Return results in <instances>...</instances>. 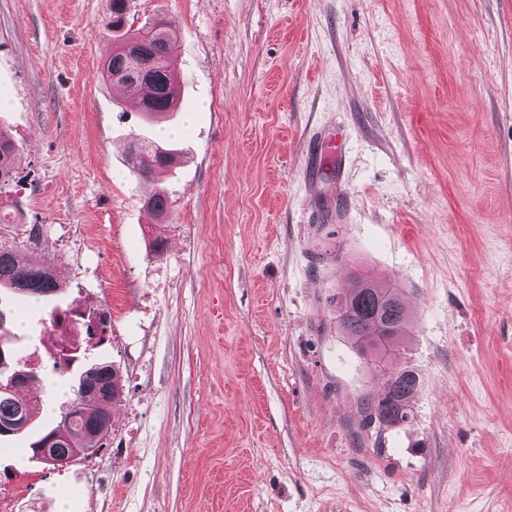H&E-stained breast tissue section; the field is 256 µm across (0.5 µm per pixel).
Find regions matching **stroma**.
Wrapping results in <instances>:
<instances>
[{
    "mask_svg": "<svg viewBox=\"0 0 512 512\" xmlns=\"http://www.w3.org/2000/svg\"><path fill=\"white\" fill-rule=\"evenodd\" d=\"M108 13L0 0V234L40 225L64 283L9 327L39 372L52 311L111 306L92 356L121 388L93 454L0 451L11 512H512V0H127L178 41L159 123L103 79ZM163 126L177 163L137 182ZM363 278L412 311L413 417L384 431L331 304ZM16 149L14 141L0 127V190L14 179Z\"/></svg>",
    "mask_w": 512,
    "mask_h": 512,
    "instance_id": "stroma-1",
    "label": "stroma"
}]
</instances>
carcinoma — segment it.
Listing matches in <instances>:
<instances>
[{
  "mask_svg": "<svg viewBox=\"0 0 512 512\" xmlns=\"http://www.w3.org/2000/svg\"><path fill=\"white\" fill-rule=\"evenodd\" d=\"M126 0H111V16L104 30L124 27ZM103 78L141 91V112L159 118L176 111L180 85L176 72L174 44L169 31L159 21H146L133 32L125 31L108 58ZM14 141L0 129V190L14 179ZM174 154L167 144L147 141L130 151L127 168L139 181L155 179L168 170ZM146 209L156 217L169 209L168 197L156 192L145 198ZM18 249L0 243V293L6 291L18 304L37 301L56 293L57 276L43 263L17 261ZM336 329L360 353L375 357L386 371L393 348L409 335L410 313L402 290L391 283L362 281L345 296H336ZM13 308L0 305V424L19 425L18 431L31 434L29 448L41 455L50 444L56 458L72 454L75 448H99L112 425L107 406L119 399L121 391L115 369L107 362L88 361L79 372L73 399L60 412L55 424L33 430L38 403L27 397L23 375L33 370L20 364L11 337L3 325ZM418 386L416 374L398 368L385 378L383 390L363 398L359 411L366 425L378 428L407 424L411 419L410 399Z\"/></svg>",
  "mask_w": 512,
  "mask_h": 512,
  "instance_id": "cac0c4a2",
  "label": "carcinoma"
}]
</instances>
